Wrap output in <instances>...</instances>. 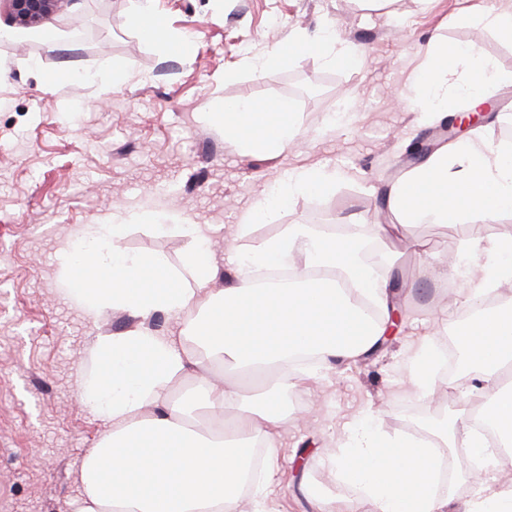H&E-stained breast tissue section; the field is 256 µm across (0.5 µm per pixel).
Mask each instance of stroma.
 <instances>
[{
  "label": "stroma",
  "instance_id": "stroma-1",
  "mask_svg": "<svg viewBox=\"0 0 512 512\" xmlns=\"http://www.w3.org/2000/svg\"><path fill=\"white\" fill-rule=\"evenodd\" d=\"M464 0H417L371 10L361 0H157L169 29L197 46L186 60L142 43L129 27L133 0H63L18 42L0 43L8 77L0 81V512H79L77 472L104 423L80 403V380L92 365L94 336L121 332L123 313L85 315L59 290L61 243L114 208L176 214L209 226L217 253L235 248L224 228L287 169H335L327 195L296 197L256 239L285 224H329L364 241L366 263L406 283L402 323L393 342L356 362L323 365L287 395L290 417L276 438L272 512H318L306 487L340 496L333 453L345 423L371 410L382 429L406 433L438 413L452 414L456 387L429 401L409 390L408 359L426 337H447L460 312L448 292L446 259L470 228L415 224L404 228L383 203L384 191L412 165L408 146L445 123L424 118L399 93L419 69L430 37L463 47L512 72V41L476 26ZM335 30L364 47L355 68H329L315 56L253 72L245 55L272 44ZM57 32L59 45L40 39ZM123 60L129 77L101 83L51 84L63 65L100 71ZM39 61L33 70L31 61ZM241 95L293 99L301 120L297 148L275 159L242 156L205 113L206 104ZM124 249L181 263L187 238L131 227Z\"/></svg>",
  "mask_w": 512,
  "mask_h": 512
}]
</instances>
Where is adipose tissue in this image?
I'll use <instances>...</instances> for the list:
<instances>
[{"label":"adipose tissue","mask_w":512,"mask_h":512,"mask_svg":"<svg viewBox=\"0 0 512 512\" xmlns=\"http://www.w3.org/2000/svg\"><path fill=\"white\" fill-rule=\"evenodd\" d=\"M128 24L146 45L188 60L196 54L193 41L165 26L153 0H136ZM309 55L348 68L364 52L321 32L275 43L268 54L243 64L262 70ZM508 85L512 72L495 69L477 43L452 51L434 38L412 88L422 111L456 112ZM207 111L246 157H279L300 135L298 112L286 97L261 102L241 96L210 103ZM339 178V172L318 167L286 171L274 194H262L246 210L236 237L274 222L295 197L330 193ZM387 204L405 225L471 224L470 237L448 264L470 311L452 333L485 400L477 418L459 413L434 421L429 441L387 434L368 413L348 422L325 462L356 494L317 493L320 512H446L448 501L434 482L441 449L435 440L467 449L479 473L497 463L489 432H496L502 447H512V379L503 375L512 365V299H497L500 288L512 287V233L488 239L480 227L512 216V141L477 133L436 150L390 187ZM161 219L152 210L118 208L104 223L84 225L59 250L67 298L87 313L120 310L136 321L121 333L97 336L95 363L83 376L80 402L107 431L81 465L80 512H270L267 482L257 483L247 500L241 486L255 445L274 451L275 436L288 420L284 395L302 380L289 358L304 352L324 362H350L369 355L386 334L389 285L364 264L359 237L306 224L283 225L277 235L221 258L207 228L185 220L171 227L191 241L177 267L161 254L121 247L131 224L158 230ZM225 263L233 279L214 288ZM348 284L377 308V317L349 300ZM159 312L175 319L169 333L150 326ZM186 337L197 343V352L184 347ZM434 348L431 341L420 343L409 362L412 387L425 399L440 382ZM209 359L237 376L267 378L257 408L228 433L196 427L190 419L199 409L234 401L233 384L205 379L190 403L173 406L168 400L172 381ZM466 512H512V481L480 482Z\"/></svg>","instance_id":"1"}]
</instances>
